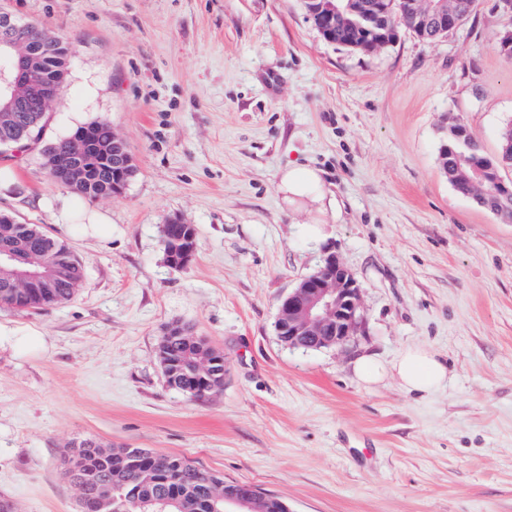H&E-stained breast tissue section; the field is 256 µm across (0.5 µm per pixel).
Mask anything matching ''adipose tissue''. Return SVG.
I'll return each instance as SVG.
<instances>
[{"label": "adipose tissue", "instance_id": "1", "mask_svg": "<svg viewBox=\"0 0 512 512\" xmlns=\"http://www.w3.org/2000/svg\"><path fill=\"white\" fill-rule=\"evenodd\" d=\"M279 190L292 205L310 202L320 206L326 199L320 171L293 163L282 170ZM353 369L357 379L364 385H373L390 378L404 391L419 395L434 393L448 382L446 361L431 348L424 346L408 347L389 363L364 354L355 359Z\"/></svg>", "mask_w": 512, "mask_h": 512}]
</instances>
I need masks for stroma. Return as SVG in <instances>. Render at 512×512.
Returning a JSON list of instances; mask_svg holds the SVG:
<instances>
[{
  "label": "stroma",
  "mask_w": 512,
  "mask_h": 512,
  "mask_svg": "<svg viewBox=\"0 0 512 512\" xmlns=\"http://www.w3.org/2000/svg\"><path fill=\"white\" fill-rule=\"evenodd\" d=\"M70 44L44 141L107 121L137 172L90 200L56 184L38 148L0 154V213L42 225L85 269L45 311L0 305V325L47 339L0 348V497L15 512H79L63 456L81 439L179 455L288 512H512V223L458 194L438 149L449 120L498 151L512 122L508 18L479 0L425 42L361 52L325 41L303 0H0ZM320 170L324 211L288 206V163ZM102 213L107 244L59 225L62 203ZM193 225L196 253L164 261L162 228ZM320 220L326 243L298 239ZM357 279L346 348L291 350L281 302L327 256ZM190 325L224 352L201 400L167 386L160 336ZM424 345L448 384L364 387L354 359ZM0 335V344L2 336H9L7 339L12 341L15 351L21 354L44 350L47 347L45 336H41L35 331L2 330L0 325Z\"/></svg>",
  "instance_id": "stroma-1"
}]
</instances>
